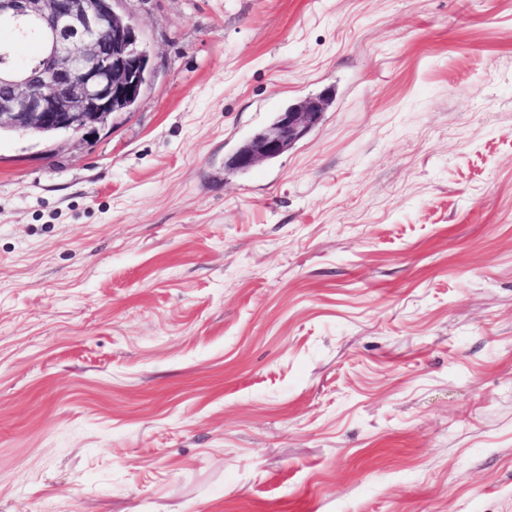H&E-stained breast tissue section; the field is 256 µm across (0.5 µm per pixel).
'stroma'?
I'll use <instances>...</instances> for the list:
<instances>
[{"instance_id":"1","label":"stroma","mask_w":512,"mask_h":512,"mask_svg":"<svg viewBox=\"0 0 512 512\" xmlns=\"http://www.w3.org/2000/svg\"><path fill=\"white\" fill-rule=\"evenodd\" d=\"M118 7L138 106L0 135V512H512V0ZM326 100L327 96L321 94L276 112L271 122L256 133L229 160L228 165L234 169L248 170L277 158L319 123Z\"/></svg>"}]
</instances>
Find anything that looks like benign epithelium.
<instances>
[{
  "mask_svg": "<svg viewBox=\"0 0 512 512\" xmlns=\"http://www.w3.org/2000/svg\"><path fill=\"white\" fill-rule=\"evenodd\" d=\"M118 2L0 0V20L43 44L23 65L0 53V132L78 133L139 102L148 83L143 42ZM326 100L321 94L275 113L228 165L248 170L280 156L319 123Z\"/></svg>",
  "mask_w": 512,
  "mask_h": 512,
  "instance_id": "obj_1",
  "label": "benign epithelium"
}]
</instances>
